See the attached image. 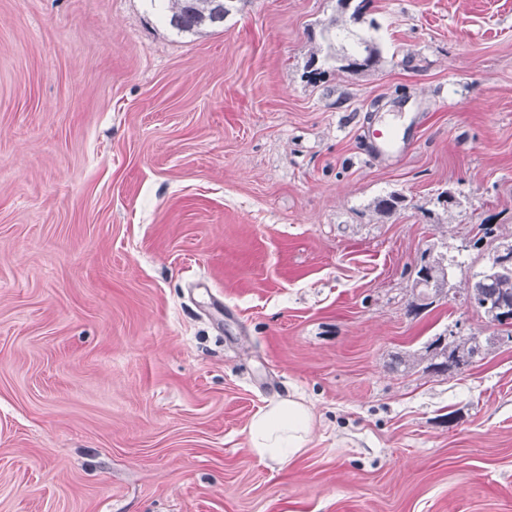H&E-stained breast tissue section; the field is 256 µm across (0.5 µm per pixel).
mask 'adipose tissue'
I'll return each instance as SVG.
<instances>
[{"instance_id":"1","label":"adipose tissue","mask_w":512,"mask_h":512,"mask_svg":"<svg viewBox=\"0 0 512 512\" xmlns=\"http://www.w3.org/2000/svg\"><path fill=\"white\" fill-rule=\"evenodd\" d=\"M312 423V410L303 400L289 396L273 400L249 423L250 450L260 460L285 464L307 448Z\"/></svg>"}]
</instances>
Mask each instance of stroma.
Returning a JSON list of instances; mask_svg holds the SVG:
<instances>
[{
    "instance_id": "35a3bbf8",
    "label": "stroma",
    "mask_w": 512,
    "mask_h": 512,
    "mask_svg": "<svg viewBox=\"0 0 512 512\" xmlns=\"http://www.w3.org/2000/svg\"><path fill=\"white\" fill-rule=\"evenodd\" d=\"M339 15L0 0V512H512V343L467 291L512 241V0ZM432 248L461 266L414 313ZM440 334L497 343L399 365ZM288 395L311 442L260 461ZM178 32H200L224 23L239 0H151ZM155 2H158L156 5ZM312 423V410L303 400H272L249 423L250 450L261 461L283 465L307 448Z\"/></svg>"
}]
</instances>
